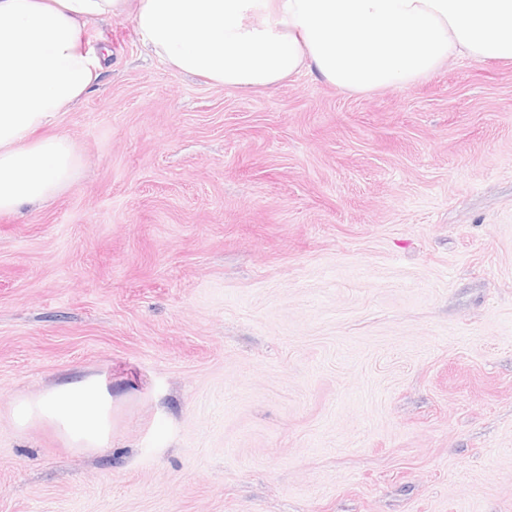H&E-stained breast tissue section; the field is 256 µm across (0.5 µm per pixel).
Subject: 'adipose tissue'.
<instances>
[{"label": "adipose tissue", "instance_id": "adipose-tissue-1", "mask_svg": "<svg viewBox=\"0 0 512 512\" xmlns=\"http://www.w3.org/2000/svg\"><path fill=\"white\" fill-rule=\"evenodd\" d=\"M125 13L168 68L243 91L305 69L370 93L412 86L453 56L512 61V0H0V215L79 176L76 146L45 129L104 69L109 51L87 47V23ZM13 415L56 425L77 448L112 433V398L90 376L18 400Z\"/></svg>", "mask_w": 512, "mask_h": 512}]
</instances>
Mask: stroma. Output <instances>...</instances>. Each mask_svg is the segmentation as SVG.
<instances>
[{"label": "stroma", "mask_w": 512, "mask_h": 512, "mask_svg": "<svg viewBox=\"0 0 512 512\" xmlns=\"http://www.w3.org/2000/svg\"><path fill=\"white\" fill-rule=\"evenodd\" d=\"M85 36L81 173L0 216V512H512V62L243 93ZM76 374L106 447L17 427Z\"/></svg>", "instance_id": "stroma-1"}]
</instances>
